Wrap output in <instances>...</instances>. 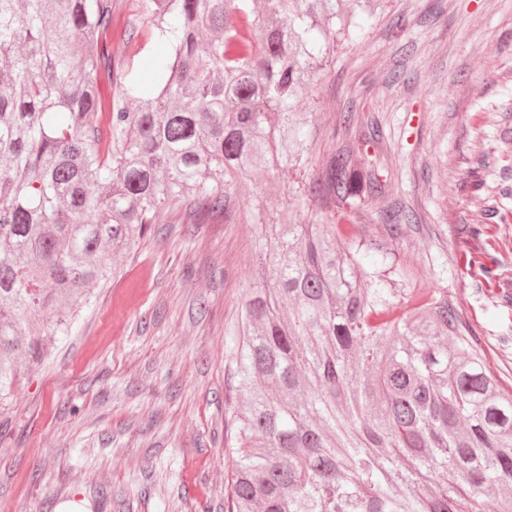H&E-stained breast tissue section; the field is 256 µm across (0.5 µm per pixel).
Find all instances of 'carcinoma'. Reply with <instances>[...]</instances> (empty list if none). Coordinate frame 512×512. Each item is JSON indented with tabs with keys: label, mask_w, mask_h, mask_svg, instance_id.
I'll list each match as a JSON object with an SVG mask.
<instances>
[{
	"label": "carcinoma",
	"mask_w": 512,
	"mask_h": 512,
	"mask_svg": "<svg viewBox=\"0 0 512 512\" xmlns=\"http://www.w3.org/2000/svg\"><path fill=\"white\" fill-rule=\"evenodd\" d=\"M140 9L172 49L149 78L116 0H0V401L159 210L234 224L237 185L311 167L301 94L373 16L371 0ZM382 190L335 149L299 185L305 222L252 214L258 275L224 329L228 512H483L490 487L512 512V392L447 298L336 240V215Z\"/></svg>",
	"instance_id": "carcinoma-1"
}]
</instances>
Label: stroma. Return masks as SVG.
Segmentation results:
<instances>
[{
	"label": "stroma",
	"instance_id": "35a3bbf8",
	"mask_svg": "<svg viewBox=\"0 0 512 512\" xmlns=\"http://www.w3.org/2000/svg\"><path fill=\"white\" fill-rule=\"evenodd\" d=\"M119 5L139 18L138 0ZM396 15L410 23L400 38ZM139 20L129 64L147 76L169 47ZM300 109L313 115L314 159L353 149L385 185L337 223L447 297L487 372L512 390V344L500 342L512 337V0H378ZM347 109L360 116L348 129L335 123ZM487 154L474 199L463 182ZM294 181L258 178L240 201L283 208ZM398 209L417 222L395 238L382 216ZM156 224L0 408V512H224V328L254 279L252 227L178 224L164 211Z\"/></svg>",
	"mask_w": 512,
	"mask_h": 512
}]
</instances>
